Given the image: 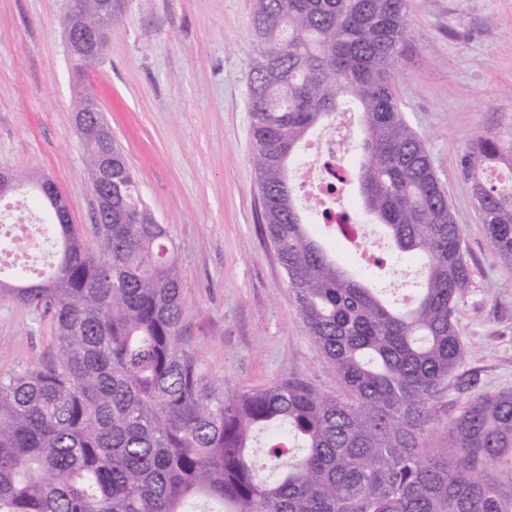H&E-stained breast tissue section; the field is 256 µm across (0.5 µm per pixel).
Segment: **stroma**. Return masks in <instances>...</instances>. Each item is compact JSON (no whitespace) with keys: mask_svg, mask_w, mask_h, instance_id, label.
Returning a JSON list of instances; mask_svg holds the SVG:
<instances>
[{"mask_svg":"<svg viewBox=\"0 0 512 512\" xmlns=\"http://www.w3.org/2000/svg\"><path fill=\"white\" fill-rule=\"evenodd\" d=\"M65 0H0V167L37 172L66 197L88 250L94 198L71 112L80 81ZM414 37L396 87L425 138L474 267L459 304L466 350L433 408L428 447L478 393L512 388V266L485 234L456 159L477 137H512V0H409ZM251 0H114L89 75L145 201L180 259L182 334L234 392L290 376L340 385L312 345L260 222L250 164ZM58 356L51 315L0 300V373Z\"/></svg>","mask_w":512,"mask_h":512,"instance_id":"35a3bbf8","label":"stroma"}]
</instances>
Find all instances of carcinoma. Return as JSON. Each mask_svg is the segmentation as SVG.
I'll list each match as a JSON object with an SVG mask.
<instances>
[{"label": "carcinoma", "instance_id": "1", "mask_svg": "<svg viewBox=\"0 0 512 512\" xmlns=\"http://www.w3.org/2000/svg\"><path fill=\"white\" fill-rule=\"evenodd\" d=\"M251 162L262 221L308 336L342 394L299 377L227 393L182 336L179 261L116 140L86 142L89 180L112 160V223L88 251L77 225L38 238L0 224V250L57 256L43 275L0 267V298L52 313L58 360L0 374V512H512V390L478 394L429 448L432 407L466 351L457 310L473 265L424 138L396 88L412 45L408 0H252ZM359 119L356 182L386 253L424 260L394 305L378 258L350 272L313 237L290 165L339 112ZM512 138L479 137L457 159L480 223L512 265V185L484 170ZM269 438L261 473L252 448Z\"/></svg>", "mask_w": 512, "mask_h": 512}]
</instances>
